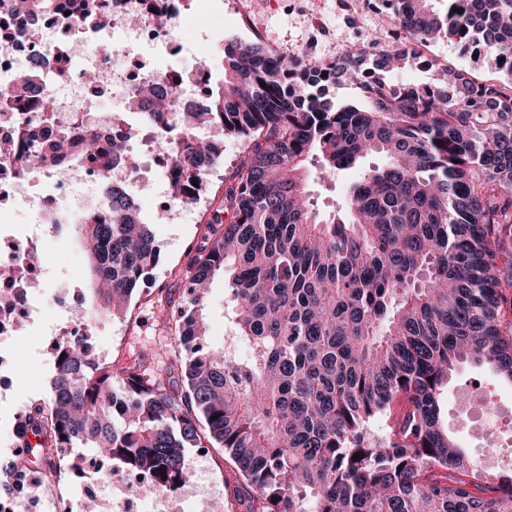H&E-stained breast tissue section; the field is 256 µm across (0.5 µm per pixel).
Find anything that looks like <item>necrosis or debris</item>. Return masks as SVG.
Here are the masks:
<instances>
[{
  "label": "necrosis or debris",
  "mask_w": 512,
  "mask_h": 512,
  "mask_svg": "<svg viewBox=\"0 0 512 512\" xmlns=\"http://www.w3.org/2000/svg\"><path fill=\"white\" fill-rule=\"evenodd\" d=\"M106 11V22L94 24L78 15L58 12L41 17L40 34L30 37L26 16L17 14L13 0H0V83L38 64L40 75L52 81L61 64L75 59L92 58L93 68L106 71L109 79L100 85L89 84L84 71L67 73L63 94L55 96L56 110L51 121H35L30 112L0 114V138L17 139L23 133L49 135L60 128L98 132L110 137L126 132V114L130 109L133 90L147 82L175 86L176 95L166 117L177 122L189 103L202 98L200 83L183 81L172 69L162 70L146 58L147 51L167 54L180 52L184 43L180 37L182 13L172 0H112ZM164 13L165 24H157L156 13ZM111 98L115 109L111 126L101 124L96 101ZM156 133L152 127H138L126 161L115 162L103 155L86 159L84 179L99 185L102 178L132 186L142 178L160 176L171 182L174 170L167 154L154 145ZM73 177L67 163L31 173H23L15 156L0 155V199L13 200L17 207L30 211L35 222L46 216H58L67 209L81 210L90 215L101 208L103 198L89 199L73 193ZM40 237L36 232L12 222H0V268L8 275L0 279V336H10L20 322L31 323L40 309L32 294L37 285Z\"/></svg>",
  "instance_id": "4bbe7bcc"
}]
</instances>
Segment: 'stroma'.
Listing matches in <instances>:
<instances>
[{"label": "stroma", "mask_w": 512, "mask_h": 512, "mask_svg": "<svg viewBox=\"0 0 512 512\" xmlns=\"http://www.w3.org/2000/svg\"><path fill=\"white\" fill-rule=\"evenodd\" d=\"M182 37L196 41L198 29H205L208 40L197 50L174 58L158 57L159 65L184 72L201 61H209L215 78H222L224 62L215 51L225 39L260 41L270 51L291 59L304 57L334 61L347 50L379 51L378 38L384 30L380 15L363 7L361 0H186L182 11ZM426 56L466 69L478 78L492 77L483 58L473 51L445 39L427 44ZM245 144L224 142V156L208 176V189L189 209L183 223L157 221L160 201L148 190L134 189V200L142 218L152 224L161 260L148 284L135 293L125 313L106 318L90 329V341L107 354L106 362L120 369L134 358L155 362L170 343L171 331L155 305L164 294L181 301L189 253L199 242L206 222L211 219L217 199L232 176ZM352 174L332 179H310L307 191L324 215L338 210L345 199ZM43 264L36 301L45 321L70 316V309L55 307L57 292L86 293L87 258L81 242L72 236L44 229L40 241ZM208 342L219 347L231 331L232 311L223 276H215L206 298ZM47 341L34 328L0 338V369L13 379L10 397L0 403V459L13 457L17 417L34 403L46 402L51 394L52 363L45 353ZM442 416L457 429L462 444L475 455L495 448L501 459L512 458V388L502 384L491 372L470 364L453 373L448 393L441 402ZM187 465L195 474L201 495L177 491L162 497L143 494L140 512H164L176 506L179 512H228L233 494L234 466L223 449H188Z\"/></svg>", "instance_id": "stroma-1"}]
</instances>
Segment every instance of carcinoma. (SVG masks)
Returning a JSON list of instances; mask_svg holds the SVG:
<instances>
[{
	"label": "carcinoma",
	"instance_id": "cac0c4a2",
	"mask_svg": "<svg viewBox=\"0 0 512 512\" xmlns=\"http://www.w3.org/2000/svg\"><path fill=\"white\" fill-rule=\"evenodd\" d=\"M67 2L82 17L104 10L102 0ZM383 2L388 26L415 44L378 54L368 72L353 51L288 62L258 43L220 46L224 81L208 83L175 139L156 136L172 156L176 201L199 197L221 157L197 128L247 141L192 249L186 303L167 315L184 386H170L168 365L114 372L90 359L86 337L66 336L53 347L49 401L16 423L19 442L36 440L25 463L77 480L79 449L92 448L162 495L187 485V449L222 448L246 512H512V464L471 459L440 419L456 365L512 382V82L421 50L438 36L475 45L512 77V0ZM398 64L430 71L429 94L387 84ZM35 75L0 86V112L53 111ZM340 82L359 85L361 99L333 105L326 92ZM135 94L164 123L169 90ZM70 138L0 140V154L42 170ZM83 150L118 160L127 138L89 133ZM371 155L385 162L360 172L345 207L314 213L311 161L324 179ZM104 187L108 208L53 225L89 246L92 299L77 314L89 322L122 315L160 260L134 198ZM219 272L233 331L215 348L205 307Z\"/></svg>",
	"mask_w": 512,
	"mask_h": 512
}]
</instances>
